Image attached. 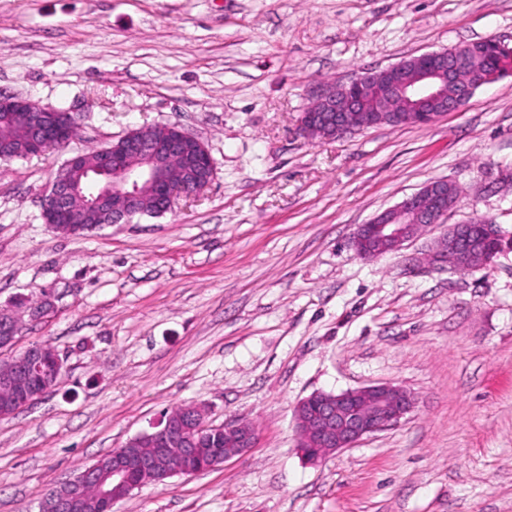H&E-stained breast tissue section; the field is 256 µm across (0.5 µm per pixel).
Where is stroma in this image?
Returning <instances> with one entry per match:
<instances>
[{"label":"stroma","instance_id":"1","mask_svg":"<svg viewBox=\"0 0 512 512\" xmlns=\"http://www.w3.org/2000/svg\"><path fill=\"white\" fill-rule=\"evenodd\" d=\"M490 36L512 44V0H0V97L75 113L70 151L177 123L215 162L163 216L64 236L40 196L66 152L0 160V311L54 293L15 348L64 361L0 419V512L189 404L253 423V448L113 512H512V76L428 125L299 129L325 85ZM437 179L462 190L447 224L497 226L492 263L430 262L438 226L355 256L358 225ZM378 384L414 396L400 424L300 455L301 400Z\"/></svg>","mask_w":512,"mask_h":512}]
</instances>
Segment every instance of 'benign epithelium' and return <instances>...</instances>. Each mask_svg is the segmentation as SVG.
I'll use <instances>...</instances> for the list:
<instances>
[{"label":"benign epithelium","mask_w":512,"mask_h":512,"mask_svg":"<svg viewBox=\"0 0 512 512\" xmlns=\"http://www.w3.org/2000/svg\"><path fill=\"white\" fill-rule=\"evenodd\" d=\"M506 76L504 71L482 73L463 55L432 51L419 55L410 66L399 62L346 84L326 87L302 113L300 124L311 140L335 139L397 122L427 125L461 110L479 88ZM19 107L25 108L30 129L24 147L28 158L50 144L66 142L75 127L70 112L10 96L0 98V120L15 119ZM191 145L198 146L194 165L200 175L187 179L173 168V162ZM214 173V160L206 145L180 125L132 129L112 147L95 151L90 160L84 153L67 158L41 195V217L52 231L77 235L103 224L127 223L136 216H161L171 210L177 196L207 186ZM458 202L456 185L446 179L430 181L369 223L358 225L351 247L362 259L399 252L423 228L440 224ZM488 239H499L494 224L484 225L477 241L470 225L453 224L431 247L430 259L455 270L487 265L495 258L485 248ZM54 307L51 294H43L35 302L18 299L9 314H0V350L15 347L23 317L37 320ZM62 369L63 360L52 346L33 347L0 363V393L31 404L55 390ZM414 407L411 393L391 384L339 394L314 393L295 407L297 448L308 461L317 462L397 425ZM211 429L200 407L174 408L150 430L112 450V472L105 475L94 466L86 468L46 496L40 512H79L83 488L88 484L96 486L102 512H112L120 495L126 496L146 482L164 485L175 476L196 475L199 470L185 460L195 455ZM219 429L224 432V456L215 459L212 469L245 453L256 440V432L245 421H226Z\"/></svg>","instance_id":"1"}]
</instances>
